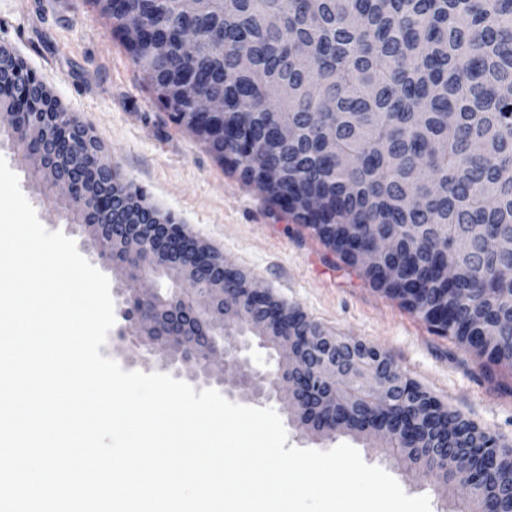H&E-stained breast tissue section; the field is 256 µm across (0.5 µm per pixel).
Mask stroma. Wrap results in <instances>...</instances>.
Masks as SVG:
<instances>
[{
  "label": "stroma",
  "mask_w": 512,
  "mask_h": 512,
  "mask_svg": "<svg viewBox=\"0 0 512 512\" xmlns=\"http://www.w3.org/2000/svg\"><path fill=\"white\" fill-rule=\"evenodd\" d=\"M0 41L100 142L119 173L144 188L147 201L173 216L186 233L224 255L273 296L332 334L381 346L395 366L449 408L512 443V379L486 378L479 364L449 337L372 287L300 220L262 196L240 171L220 163L204 141L175 125L124 44L90 0H0ZM4 159L41 224L74 240L98 264L90 238L75 231L67 213L40 189L9 146ZM109 278L115 323L100 353L123 370L167 371L195 390L203 379L184 364L162 367L146 346L128 335L120 282ZM279 415L290 445L326 451L346 443L384 470L410 496H425L430 512H454L455 498L407 471L382 448L351 434L326 438L304 432L286 403H268Z\"/></svg>",
  "instance_id": "obj_1"
}]
</instances>
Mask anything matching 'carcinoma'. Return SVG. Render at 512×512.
Returning a JSON list of instances; mask_svg holds the SVG:
<instances>
[{
	"label": "carcinoma",
	"mask_w": 512,
	"mask_h": 512,
	"mask_svg": "<svg viewBox=\"0 0 512 512\" xmlns=\"http://www.w3.org/2000/svg\"><path fill=\"white\" fill-rule=\"evenodd\" d=\"M277 13L272 29L267 16ZM144 72L150 87L182 124L191 108L185 90L217 91L224 112V140L209 146L226 155L242 177L269 200L292 197L290 212L351 265L342 241L320 224H356L368 235L391 236L394 252L380 266L394 283L419 289L401 305L426 317L441 311L435 332L454 339L488 377L512 376V255L483 252L472 235L512 233V0H205L186 19L176 0H115L108 18ZM224 33V48L211 45ZM201 43L195 59L181 58L180 36ZM251 55L237 67L232 45ZM174 60L160 67L148 49ZM310 64L298 70L297 56ZM34 80L24 62L0 45V104L14 106ZM288 85L291 100L278 99ZM32 112H64L49 98L29 96ZM288 127V139L278 135ZM336 140V158L323 140ZM429 178L416 184L419 165ZM112 189L145 204L144 191L124 179ZM316 195L324 208L317 222L306 215ZM448 235V258L457 261L453 281L438 275L434 244ZM456 296L444 310L439 298ZM267 306L299 334L325 329L274 298ZM498 328L488 348L480 336ZM366 369L356 367L336 393L334 413L361 420L376 412L400 419L411 433L407 457L436 466L432 480L448 486L469 464L472 493L457 512H507L512 508V445L485 450L490 435L402 375L393 401L382 406L364 388Z\"/></svg>",
	"instance_id": "1"
}]
</instances>
